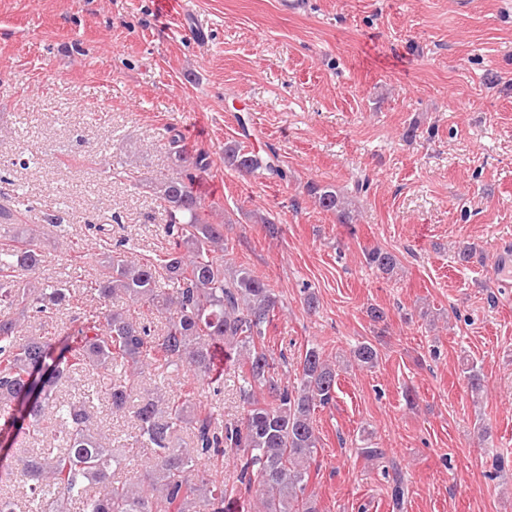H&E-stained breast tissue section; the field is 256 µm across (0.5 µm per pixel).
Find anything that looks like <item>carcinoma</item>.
I'll use <instances>...</instances> for the list:
<instances>
[{"mask_svg": "<svg viewBox=\"0 0 512 512\" xmlns=\"http://www.w3.org/2000/svg\"><path fill=\"white\" fill-rule=\"evenodd\" d=\"M167 153L174 172L159 179L155 190L169 214L168 247L155 262L139 261L126 255L124 244L99 239L101 270L83 289L97 297L101 310L74 316L76 328L62 342L48 330L22 334L31 318L48 326L54 311L70 305L72 292L57 279L18 280L20 270L39 271L43 240L18 230L24 203L0 204V231L9 233L0 234V308L18 314L0 318V417L4 426L34 435L44 432L48 419L61 425L58 445L11 467L28 489L27 512H66L73 501L81 512H224L229 490L201 473L199 463L226 453L239 461L236 489L260 495L263 512H318L315 501L304 497L306 464L317 453L314 415L334 399L336 369L313 345L300 357L293 381L283 379L264 345L278 307L274 290L247 268L226 274L217 257L224 252V225L206 218L191 188L193 179L210 171V153L185 154L176 135ZM224 165L288 178L276 155L262 157L238 143L224 146ZM306 193L340 223H352L348 201L334 189L311 183ZM365 259L387 276L398 265L397 255L381 248L367 251ZM118 297L148 305L163 326L112 309ZM353 354L371 367L380 356L371 341L360 342ZM223 355L246 368L240 421L195 409L189 394L172 398L143 383L145 366L154 362L172 373L192 371L218 393ZM63 385L74 391L68 399L59 395ZM97 403L114 416L132 412L137 431L128 443L114 448L111 435L94 430ZM185 425L193 447L177 448L175 435ZM142 455L151 457L143 478L115 479L133 471Z\"/></svg>", "mask_w": 512, "mask_h": 512, "instance_id": "cac0c4a2", "label": "carcinoma"}]
</instances>
